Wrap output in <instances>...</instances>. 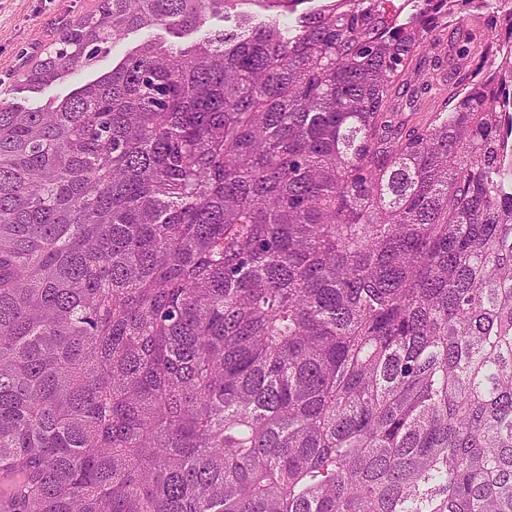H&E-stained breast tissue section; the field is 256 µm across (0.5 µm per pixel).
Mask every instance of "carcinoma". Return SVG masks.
<instances>
[{
  "instance_id": "cac0c4a2",
  "label": "carcinoma",
  "mask_w": 512,
  "mask_h": 512,
  "mask_svg": "<svg viewBox=\"0 0 512 512\" xmlns=\"http://www.w3.org/2000/svg\"><path fill=\"white\" fill-rule=\"evenodd\" d=\"M304 2L103 0L22 84L235 23L0 102L8 512H512V0ZM454 32L460 33V35L471 33L473 39L471 41L474 43L471 44V46H476V44H479V42L482 43L492 41L495 37V32H497V29L495 30V22H488L487 19H484L478 23L472 22L470 20H464L459 24L457 30ZM450 33L437 32L433 36L434 49L428 57H414L406 70L404 79L412 86H419L426 81L429 84L428 93L422 94L418 102L412 103L404 97L396 102L399 109V120L410 128L423 123L429 112L435 111L448 98V92L464 79L467 70L474 69L480 64V55H471L468 69L458 70L448 63V54L452 48L448 45ZM443 61V62H442Z\"/></svg>"
}]
</instances>
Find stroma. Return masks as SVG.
I'll return each mask as SVG.
<instances>
[{
  "label": "stroma",
  "mask_w": 512,
  "mask_h": 512,
  "mask_svg": "<svg viewBox=\"0 0 512 512\" xmlns=\"http://www.w3.org/2000/svg\"><path fill=\"white\" fill-rule=\"evenodd\" d=\"M102 0H0V100L27 108H38L69 96L85 82L110 70L141 41L164 36L161 28L143 29L127 34L114 44L108 55L93 66L57 80L33 93L20 83V73L44 56L45 50L58 41L64 29L96 14ZM449 33L434 34V48L428 57L413 58L405 78L414 86L427 85L428 91L418 101L400 99L399 119L406 127L423 123L435 111L449 91L464 77L448 61L451 51Z\"/></svg>",
  "instance_id": "obj_1"
}]
</instances>
